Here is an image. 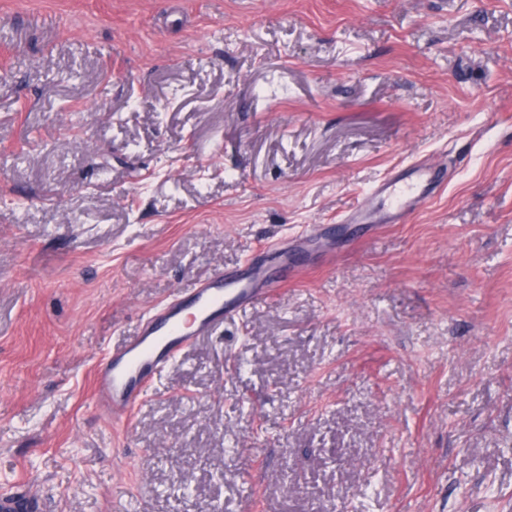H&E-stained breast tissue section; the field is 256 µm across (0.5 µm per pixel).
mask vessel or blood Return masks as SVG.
<instances>
[{"mask_svg": "<svg viewBox=\"0 0 512 512\" xmlns=\"http://www.w3.org/2000/svg\"><path fill=\"white\" fill-rule=\"evenodd\" d=\"M447 183L434 162L419 161L407 172L380 179L370 195L388 202L392 219L420 208ZM319 225L302 228L289 242L258 248L248 267L202 278L187 291L145 313L134 336L114 347L94 375L95 404L107 418L128 417L157 376L169 369L178 353L197 337L269 299L295 276L303 259L302 241L317 234ZM32 494L0 495V512H37Z\"/></svg>", "mask_w": 512, "mask_h": 512, "instance_id": "1", "label": "vessel or blood"}]
</instances>
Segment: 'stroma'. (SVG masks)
Masks as SVG:
<instances>
[{
  "instance_id": "1",
  "label": "stroma",
  "mask_w": 512,
  "mask_h": 512,
  "mask_svg": "<svg viewBox=\"0 0 512 512\" xmlns=\"http://www.w3.org/2000/svg\"><path fill=\"white\" fill-rule=\"evenodd\" d=\"M426 157L406 223L341 216ZM330 224L131 416L152 306ZM512 512V0H0V493Z\"/></svg>"
}]
</instances>
